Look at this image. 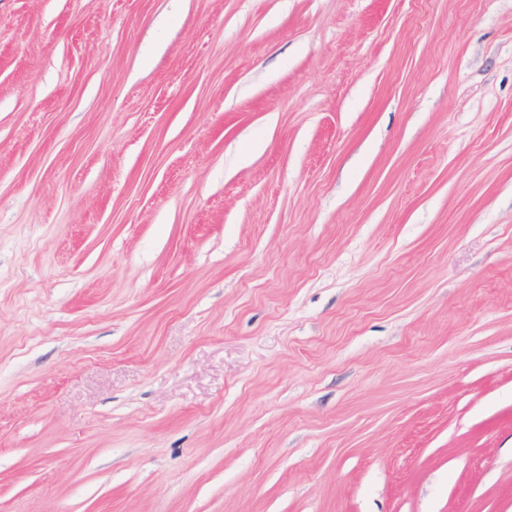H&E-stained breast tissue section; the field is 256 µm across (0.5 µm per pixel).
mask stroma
I'll list each match as a JSON object with an SVG mask.
<instances>
[{"label": "stroma", "mask_w": 512, "mask_h": 512, "mask_svg": "<svg viewBox=\"0 0 512 512\" xmlns=\"http://www.w3.org/2000/svg\"><path fill=\"white\" fill-rule=\"evenodd\" d=\"M0 512H512V0H0Z\"/></svg>", "instance_id": "35a3bbf8"}]
</instances>
